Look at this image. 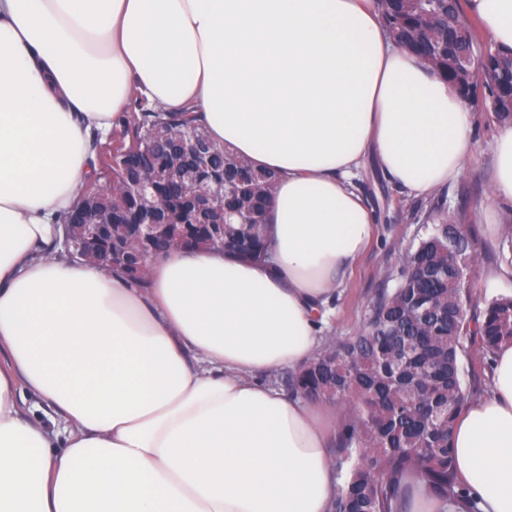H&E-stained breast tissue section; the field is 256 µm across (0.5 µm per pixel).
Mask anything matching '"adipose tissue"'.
I'll return each instance as SVG.
<instances>
[{
	"label": "adipose tissue",
	"mask_w": 512,
	"mask_h": 512,
	"mask_svg": "<svg viewBox=\"0 0 512 512\" xmlns=\"http://www.w3.org/2000/svg\"><path fill=\"white\" fill-rule=\"evenodd\" d=\"M468 7L512 48V0ZM138 97L275 175L265 261L172 251L139 287L60 252L91 134ZM473 132L377 0H0V512H331L339 421L267 377L319 353L373 236L364 163L425 199L463 174ZM492 184L512 202V126ZM451 445L468 499L413 478L409 512H512V345Z\"/></svg>",
	"instance_id": "adipose-tissue-1"
}]
</instances>
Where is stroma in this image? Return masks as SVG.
Here are the masks:
<instances>
[{
	"instance_id": "1",
	"label": "stroma",
	"mask_w": 512,
	"mask_h": 512,
	"mask_svg": "<svg viewBox=\"0 0 512 512\" xmlns=\"http://www.w3.org/2000/svg\"><path fill=\"white\" fill-rule=\"evenodd\" d=\"M472 119L471 166L429 198L408 197L375 164L363 167L356 185L378 217L375 234L331 299L333 316L322 332V342L354 335L371 299L380 290L395 287L403 255L417 245L427 215L435 208L449 222L469 225L476 237L480 257L470 274L473 313L512 292V239L505 235L506 225H512V204L494 207L489 201L499 127L488 112L473 113Z\"/></svg>"
}]
</instances>
